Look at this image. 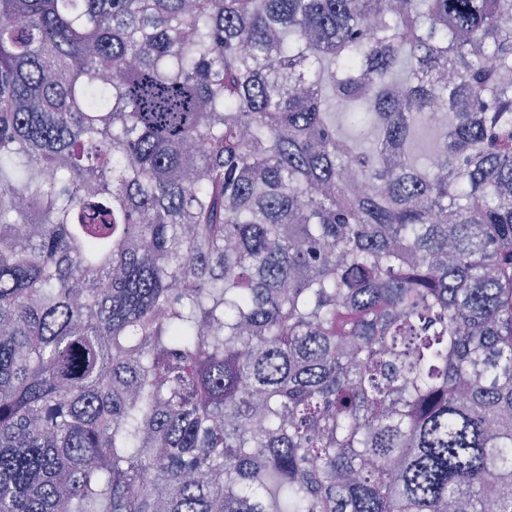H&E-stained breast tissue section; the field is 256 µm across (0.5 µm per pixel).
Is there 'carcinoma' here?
Wrapping results in <instances>:
<instances>
[{
    "mask_svg": "<svg viewBox=\"0 0 512 512\" xmlns=\"http://www.w3.org/2000/svg\"><path fill=\"white\" fill-rule=\"evenodd\" d=\"M0 512H512V0H0Z\"/></svg>",
    "mask_w": 512,
    "mask_h": 512,
    "instance_id": "carcinoma-1",
    "label": "carcinoma"
}]
</instances>
